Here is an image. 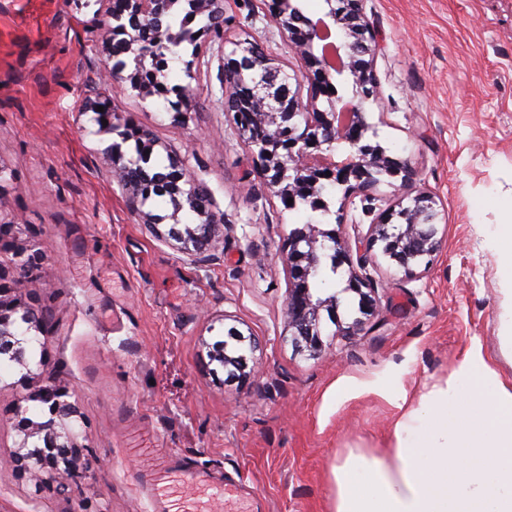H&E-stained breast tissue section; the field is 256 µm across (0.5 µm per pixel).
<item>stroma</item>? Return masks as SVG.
Masks as SVG:
<instances>
[{
  "label": "stroma",
  "instance_id": "1",
  "mask_svg": "<svg viewBox=\"0 0 512 512\" xmlns=\"http://www.w3.org/2000/svg\"><path fill=\"white\" fill-rule=\"evenodd\" d=\"M223 37L203 30L171 62V83L195 71L185 101L141 95L100 79L112 47L99 26L111 0H0V213L16 217L13 248L44 255L21 289L47 300L34 379L0 370V512H154L142 486L162 457L211 469L243 486L253 512H333L331 471L349 453L388 447L395 409L373 394L337 402L336 383L397 373L409 393L448 378L472 340L512 380L500 348L497 257L485 245L512 190V0H366L383 49L369 123L387 155L409 161L439 202L443 242L430 269L404 276L380 253L368 266L377 304L361 330L312 357L284 320L283 240L314 220L267 189L222 103L221 50L250 40L290 73L303 72L262 0H223ZM108 101L100 125L86 100ZM183 119H176V111ZM149 133L152 158L188 155L224 216L197 258L154 237L131 213L105 148L119 129ZM328 227L348 240L372 222L361 202L328 188ZM261 342L262 374L227 380L209 359L229 328ZM66 390L80 418V476L68 492L36 484L13 462L14 412L39 385Z\"/></svg>",
  "mask_w": 512,
  "mask_h": 512
}]
</instances>
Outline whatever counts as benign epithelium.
I'll list each match as a JSON object with an SVG mask.
<instances>
[{
	"mask_svg": "<svg viewBox=\"0 0 512 512\" xmlns=\"http://www.w3.org/2000/svg\"><path fill=\"white\" fill-rule=\"evenodd\" d=\"M328 11L318 22L301 20L290 12V2L280 0L272 18L279 32L288 38L294 54L307 68L303 77H290L278 60L268 52L257 54L255 45L240 43L231 53L222 56L226 111L238 118L242 141L254 149L255 164L268 189L280 199H293L306 204L313 212L324 211L325 184L343 190V198L353 203L375 200L373 191L380 184L379 176L386 174L400 180V195L396 203L380 213L370 224L365 238L350 244L336 229H322L317 224L293 228L284 240L291 287L285 304V317L292 342L301 351L315 356L324 348L321 329V310L336 324L338 293L328 294L314 288V278L330 269L338 271L347 265L344 292L358 295L360 316L341 329L346 336L358 329L363 318L372 315L375 287L367 273L371 252L380 245L382 254L406 275L419 266L429 267L432 257L441 249L435 219L436 201L430 191L417 183L416 173L406 161L385 155L379 146L365 142L372 129L365 118L364 103L377 93L376 58L382 49L379 32L366 13V0H341L335 8L325 0ZM211 20L210 30H224V7L221 0H197ZM169 0H127L123 52L132 54L123 69L109 70L104 80L130 81L141 88L140 48L145 45L163 46L168 41L189 37L169 26ZM307 82V94H301V83ZM340 82L352 84L353 101L350 112L337 111L342 103L337 87ZM249 84L248 98L234 95L230 86ZM345 143L348 154L340 161L333 160L335 145ZM137 163L123 165L122 178L131 191L133 214L145 219L156 235H161L158 223L142 210L144 202L137 183L130 177ZM163 192L169 194L174 213L188 207L197 211L201 222L188 224L184 229H171L179 250L198 256L206 249L215 228L224 223V215L216 214L207 205L199 204L201 188L191 174L189 159L172 158L164 177ZM11 272L0 267V357L5 356L19 366L30 369L28 349L31 342H40L46 323L40 310L45 308L39 296L23 294L8 288ZM337 335V336H339ZM332 336V340H337ZM228 338L234 349L216 355L224 359L227 377L241 382L259 379L255 352L257 342L252 336L231 329ZM66 392L54 386L39 388L31 399L48 406L49 418L34 422L26 410L17 411L19 440L13 461L22 473L41 478L47 485L65 486L74 477L82 446L70 425L75 407L65 400Z\"/></svg>",
	"mask_w": 512,
	"mask_h": 512,
	"instance_id": "7a95c632",
	"label": "benign epithelium"
}]
</instances>
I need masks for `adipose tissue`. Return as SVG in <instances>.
<instances>
[{
  "label": "adipose tissue",
  "mask_w": 512,
  "mask_h": 512,
  "mask_svg": "<svg viewBox=\"0 0 512 512\" xmlns=\"http://www.w3.org/2000/svg\"><path fill=\"white\" fill-rule=\"evenodd\" d=\"M486 242L504 295L502 349L512 356V205ZM372 390L399 412L392 443L333 467L335 512H512V382L479 341L447 379L419 394L390 381Z\"/></svg>",
  "instance_id": "adipose-tissue-1"
}]
</instances>
